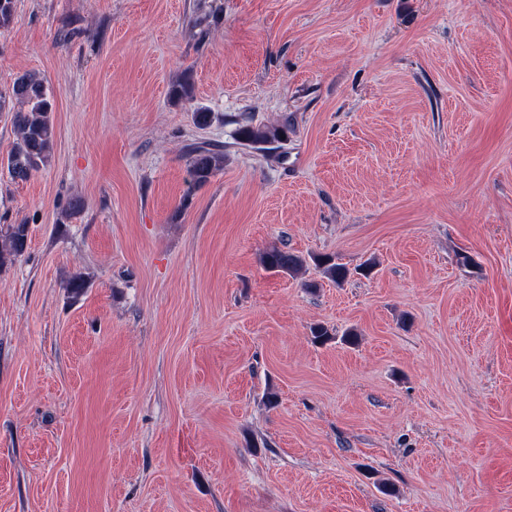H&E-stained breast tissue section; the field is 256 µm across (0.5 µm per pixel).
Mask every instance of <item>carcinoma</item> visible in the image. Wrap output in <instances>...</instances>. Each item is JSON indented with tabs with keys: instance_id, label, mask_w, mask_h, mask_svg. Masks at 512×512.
<instances>
[{
	"instance_id": "carcinoma-1",
	"label": "carcinoma",
	"mask_w": 512,
	"mask_h": 512,
	"mask_svg": "<svg viewBox=\"0 0 512 512\" xmlns=\"http://www.w3.org/2000/svg\"><path fill=\"white\" fill-rule=\"evenodd\" d=\"M23 106L13 114L16 142L7 158V170L14 180H27L46 163L53 149V102L43 80L23 74L15 79L7 93L0 92V112L5 111L6 99ZM238 140L258 150L265 145L288 140V121L276 127L244 125L237 130ZM189 176L193 183L207 181L224 163V154L217 148L196 145L189 148ZM28 225H0V267L14 261L26 249ZM324 278L343 283L351 274L349 268L331 256L312 257ZM261 265L268 271L295 275L307 266L305 257L272 247L261 255Z\"/></svg>"
}]
</instances>
